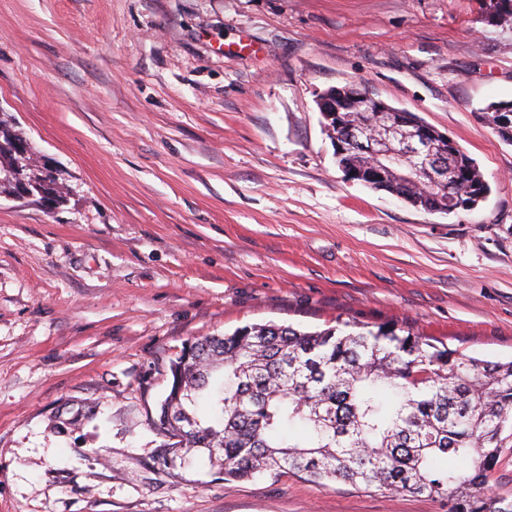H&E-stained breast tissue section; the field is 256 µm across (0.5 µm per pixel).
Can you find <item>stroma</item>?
<instances>
[{
    "instance_id": "1",
    "label": "stroma",
    "mask_w": 512,
    "mask_h": 512,
    "mask_svg": "<svg viewBox=\"0 0 512 512\" xmlns=\"http://www.w3.org/2000/svg\"><path fill=\"white\" fill-rule=\"evenodd\" d=\"M359 81L490 192L348 180L317 106ZM512 36L478 0H0V114L72 188L0 195V512H448L292 473L164 466L169 364L246 325L393 323L512 359Z\"/></svg>"
}]
</instances>
